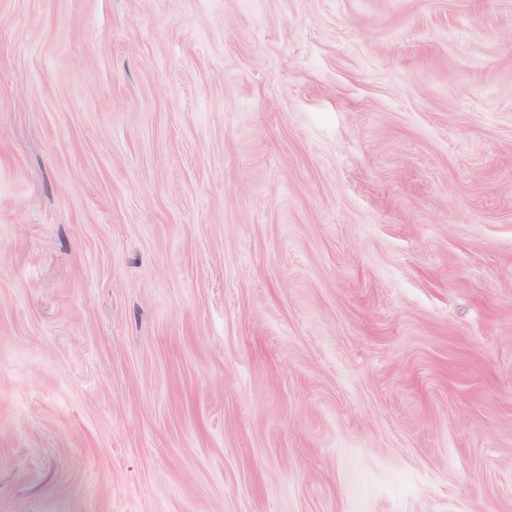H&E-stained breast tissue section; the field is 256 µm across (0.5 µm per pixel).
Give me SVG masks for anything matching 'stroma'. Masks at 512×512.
I'll return each instance as SVG.
<instances>
[{
	"label": "stroma",
	"mask_w": 512,
	"mask_h": 512,
	"mask_svg": "<svg viewBox=\"0 0 512 512\" xmlns=\"http://www.w3.org/2000/svg\"><path fill=\"white\" fill-rule=\"evenodd\" d=\"M0 512H512V0H0Z\"/></svg>",
	"instance_id": "35a3bbf8"
}]
</instances>
